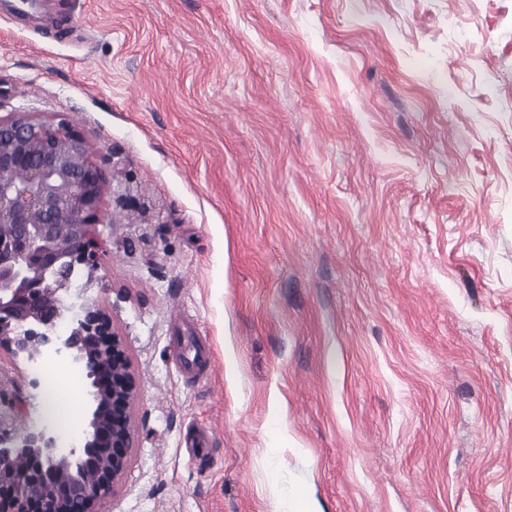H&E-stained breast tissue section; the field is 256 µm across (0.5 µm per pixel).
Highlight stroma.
Listing matches in <instances>:
<instances>
[{
	"mask_svg": "<svg viewBox=\"0 0 512 512\" xmlns=\"http://www.w3.org/2000/svg\"><path fill=\"white\" fill-rule=\"evenodd\" d=\"M0 112L105 175L109 512H512V0H45ZM35 378L0 354V429L49 425ZM177 348V363L187 374L210 369L212 353L202 336H173Z\"/></svg>",
	"mask_w": 512,
	"mask_h": 512,
	"instance_id": "1",
	"label": "stroma"
}]
</instances>
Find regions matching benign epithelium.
Wrapping results in <instances>:
<instances>
[{"label": "benign epithelium", "mask_w": 512, "mask_h": 512, "mask_svg": "<svg viewBox=\"0 0 512 512\" xmlns=\"http://www.w3.org/2000/svg\"><path fill=\"white\" fill-rule=\"evenodd\" d=\"M102 199V172L73 129L0 116V352L68 361L87 381L89 406L77 438L0 431V512H104L127 467L136 392L127 351L83 293L57 298L77 268L90 277L98 268Z\"/></svg>", "instance_id": "1"}]
</instances>
